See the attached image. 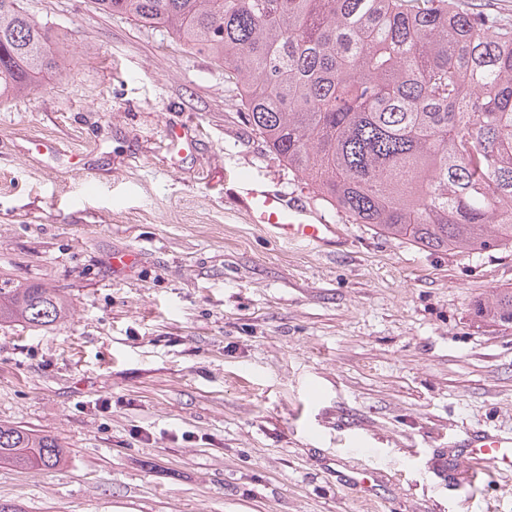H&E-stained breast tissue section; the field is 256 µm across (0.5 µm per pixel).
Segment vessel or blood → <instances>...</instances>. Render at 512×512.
<instances>
[{
    "label": "vessel or blood",
    "instance_id": "vessel-or-blood-1",
    "mask_svg": "<svg viewBox=\"0 0 512 512\" xmlns=\"http://www.w3.org/2000/svg\"><path fill=\"white\" fill-rule=\"evenodd\" d=\"M242 201L250 223L273 230L283 241L322 244L338 235L337 225L326 223L315 211L295 203L287 193L243 181ZM466 461L497 473L512 474V436H467L463 441Z\"/></svg>",
    "mask_w": 512,
    "mask_h": 512
}]
</instances>
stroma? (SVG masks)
Instances as JSON below:
<instances>
[{
  "mask_svg": "<svg viewBox=\"0 0 512 512\" xmlns=\"http://www.w3.org/2000/svg\"><path fill=\"white\" fill-rule=\"evenodd\" d=\"M65 58L0 104V280L69 320L0 325V422L57 438L58 470L0 467L25 512H512L472 486L465 431L512 434V248L431 251L316 200L241 116L235 85L93 0H23ZM178 127L191 150L173 148ZM340 233L293 244L239 177ZM136 250L139 263L112 265ZM385 477L366 490L353 470ZM475 315L499 326L512 328V288H499L490 299L477 304Z\"/></svg>",
  "mask_w": 512,
  "mask_h": 512,
  "instance_id": "35a3bbf8",
  "label": "stroma"
}]
</instances>
